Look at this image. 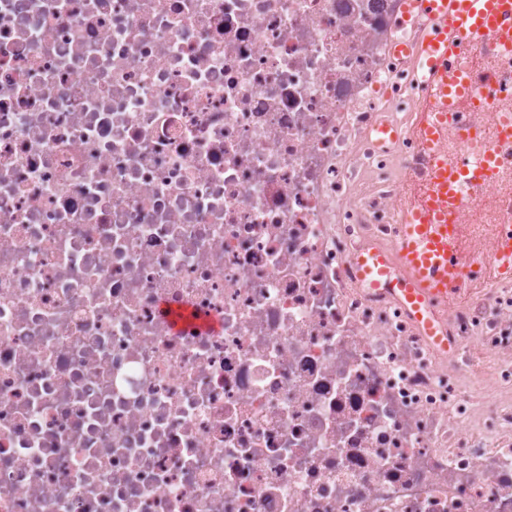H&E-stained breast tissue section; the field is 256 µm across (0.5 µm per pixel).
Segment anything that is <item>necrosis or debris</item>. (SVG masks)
<instances>
[{"label":"necrosis or debris","mask_w":512,"mask_h":512,"mask_svg":"<svg viewBox=\"0 0 512 512\" xmlns=\"http://www.w3.org/2000/svg\"><path fill=\"white\" fill-rule=\"evenodd\" d=\"M427 28L410 0H0V512H512V282L449 304L444 353L353 264L424 195ZM459 60L442 152L496 170L448 221L488 252L512 51Z\"/></svg>","instance_id":"necrosis-or-debris-1"}]
</instances>
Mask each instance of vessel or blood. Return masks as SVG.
Segmentation results:
<instances>
[{
    "instance_id": "obj_1",
    "label": "vessel or blood",
    "mask_w": 512,
    "mask_h": 512,
    "mask_svg": "<svg viewBox=\"0 0 512 512\" xmlns=\"http://www.w3.org/2000/svg\"><path fill=\"white\" fill-rule=\"evenodd\" d=\"M428 10L432 25L417 51L422 83L436 101L439 117L426 118L421 133L432 143L448 130L441 115L460 99L473 93L465 70L450 66L459 49L489 31H496L500 43L512 45V29L503 26L512 16V0H414ZM494 156L486 152L457 166L433 163L431 191L424 202L406 217L394 253L373 251L355 257L359 279L374 291L389 289L409 307L426 336L441 350H448L435 307L448 303L450 286L461 284L467 250L463 227L447 221L448 204L462 200L476 174L492 172ZM485 267L497 280L512 281V226H498L491 257Z\"/></svg>"
}]
</instances>
